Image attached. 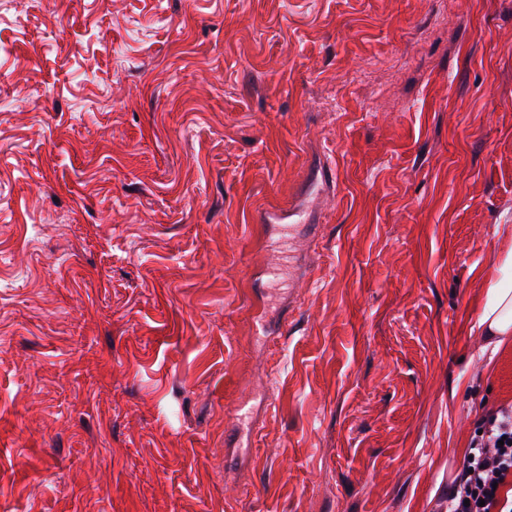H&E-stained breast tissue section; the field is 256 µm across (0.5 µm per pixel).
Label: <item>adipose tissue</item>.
<instances>
[{"label":"adipose tissue","mask_w":512,"mask_h":512,"mask_svg":"<svg viewBox=\"0 0 512 512\" xmlns=\"http://www.w3.org/2000/svg\"><path fill=\"white\" fill-rule=\"evenodd\" d=\"M499 232L502 245L495 255V275L485 289L476 323L494 352L512 346V224L500 225Z\"/></svg>","instance_id":"adipose-tissue-1"}]
</instances>
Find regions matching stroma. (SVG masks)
Instances as JSON below:
<instances>
[{
    "label": "stroma",
    "instance_id": "obj_1",
    "mask_svg": "<svg viewBox=\"0 0 512 512\" xmlns=\"http://www.w3.org/2000/svg\"><path fill=\"white\" fill-rule=\"evenodd\" d=\"M0 91V512H446L512 0H0Z\"/></svg>",
    "mask_w": 512,
    "mask_h": 512
}]
</instances>
